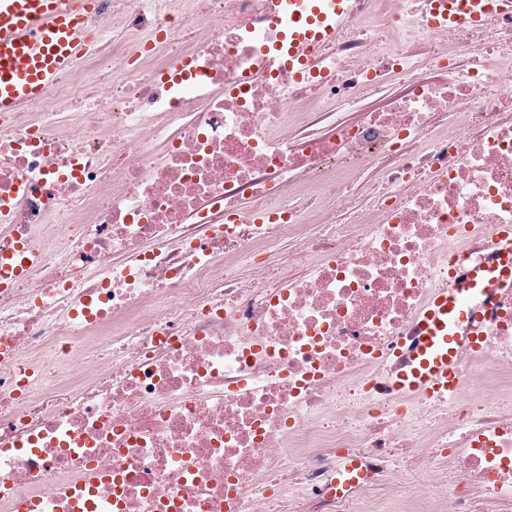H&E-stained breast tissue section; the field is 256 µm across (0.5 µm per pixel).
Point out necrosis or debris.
<instances>
[{
    "mask_svg": "<svg viewBox=\"0 0 512 512\" xmlns=\"http://www.w3.org/2000/svg\"><path fill=\"white\" fill-rule=\"evenodd\" d=\"M301 8L98 0L65 111L0 120V267L39 258L0 288V512H512V297L455 405L388 388L512 225V17L350 0L310 52ZM340 466L336 473V495L344 496L350 489L365 478V473L357 459L349 457L346 452L339 453Z\"/></svg>",
    "mask_w": 512,
    "mask_h": 512,
    "instance_id": "4bbe7bcc",
    "label": "necrosis or debris"
}]
</instances>
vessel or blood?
<instances>
[{
  "label": "vessel or blood",
  "mask_w": 512,
  "mask_h": 512,
  "mask_svg": "<svg viewBox=\"0 0 512 512\" xmlns=\"http://www.w3.org/2000/svg\"><path fill=\"white\" fill-rule=\"evenodd\" d=\"M310 16L290 31L296 42L318 45L330 36L325 25L326 0H312ZM97 0H0V114L14 112L45 97L87 48L84 21ZM434 16L448 28L480 24L490 13H512V0H432ZM493 237L499 250L495 265L476 264L464 276L449 275L420 314V336L405 368L391 379L393 391L427 398L454 396L456 354L460 343L481 349L473 331L478 296L512 293V229L498 226ZM357 459L342 456L336 473L338 495L363 480Z\"/></svg>",
  "instance_id": "vessel-or-blood-1"
}]
</instances>
